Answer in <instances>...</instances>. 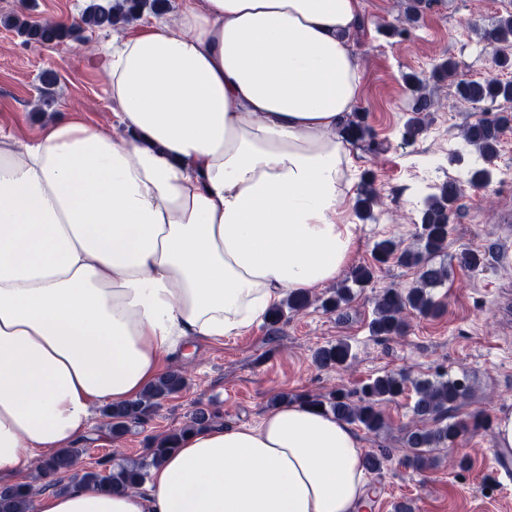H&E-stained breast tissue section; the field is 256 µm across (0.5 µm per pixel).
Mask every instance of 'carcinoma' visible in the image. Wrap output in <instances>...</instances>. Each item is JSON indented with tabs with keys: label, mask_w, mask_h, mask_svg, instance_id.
<instances>
[{
	"label": "carcinoma",
	"mask_w": 512,
	"mask_h": 512,
	"mask_svg": "<svg viewBox=\"0 0 512 512\" xmlns=\"http://www.w3.org/2000/svg\"><path fill=\"white\" fill-rule=\"evenodd\" d=\"M168 9V0H89L79 21L70 26L52 21L38 22L26 13L4 17L3 26L14 30L25 44L62 46L70 41H81L82 34L88 30L115 28L139 19L146 12L159 14ZM481 38L494 48L496 67H512L511 13L498 17L489 29L481 33ZM407 81L413 93V115L404 125L403 139L409 142L423 132L425 117L434 108V102L423 93L421 80L409 76ZM499 98L512 99V82L504 83L495 77L462 81L451 108L474 107ZM511 125L512 116L500 113L492 118H480L463 128L464 141L476 152L468 171L470 184L483 186L489 182V166L497 158L500 133ZM340 134L365 153H374L378 149V143L360 113L348 116ZM459 193L460 183L451 181L437 185L435 192L426 197L421 210L417 247L403 249L392 239H383L376 244L373 257L378 263L386 264L394 260L409 267L414 270L415 281L409 288H386L377 296L370 321L373 335L384 339L401 338L407 333L412 318L435 317L441 313L442 307L434 300L431 289L441 286L448 279V268L432 262V258L447 247L449 222ZM376 201L377 190L371 176L363 182L358 195L357 211L360 218L375 219L373 206ZM372 278V268H355L346 283L324 301V307L330 311L339 309L351 299L352 289L365 287ZM309 303V293H292L281 305L270 309L265 320L274 329L288 318V313L298 312ZM349 357V345L338 341L320 348L315 354V363L320 368H333L345 364ZM408 381V376L404 374L389 373L365 383L357 396L335 390L325 397H300L298 402L320 407L369 432H377L385 426L384 406L405 393ZM186 383V373L180 369L161 375L137 400L103 406L105 425L113 437L124 435L132 425L145 421L162 401L180 392ZM413 391L412 412L418 424L407 431L406 443L415 450L411 464L423 469L431 464L427 451L455 444L462 435L479 427L481 414L465 417L454 415L467 391V387L458 379L416 381ZM213 422L214 415L197 408L187 425L154 439L141 459L117 464L110 459L103 460L98 463V468L84 471L80 481L110 492L139 489L145 484L150 470L158 466L169 452L178 448L188 432L208 427ZM79 453L78 448H59L43 461L41 474L49 479L48 486H57L61 491L67 488L62 483V476L73 469ZM36 493L37 489L28 483L0 486V512H29Z\"/></svg>",
	"instance_id": "cac0c4a2"
}]
</instances>
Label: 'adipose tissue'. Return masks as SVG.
<instances>
[{
	"label": "adipose tissue",
	"instance_id": "adipose-tissue-1",
	"mask_svg": "<svg viewBox=\"0 0 512 512\" xmlns=\"http://www.w3.org/2000/svg\"><path fill=\"white\" fill-rule=\"evenodd\" d=\"M361 0H187L107 50L117 118L0 131V483L135 400L162 358L238 336L346 269L338 134L360 94ZM352 424L285 404L190 434L136 491L77 483L38 512H363Z\"/></svg>",
	"mask_w": 512,
	"mask_h": 512
}]
</instances>
